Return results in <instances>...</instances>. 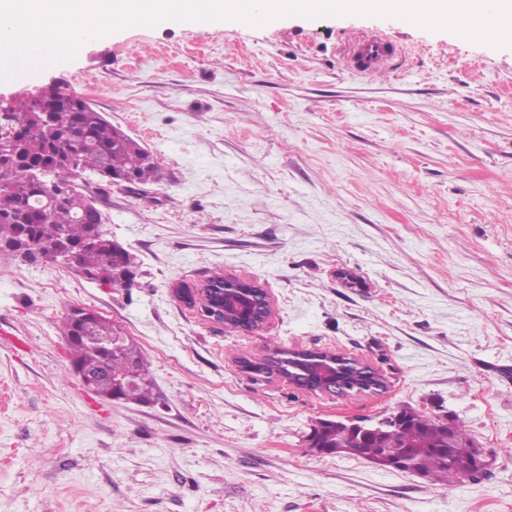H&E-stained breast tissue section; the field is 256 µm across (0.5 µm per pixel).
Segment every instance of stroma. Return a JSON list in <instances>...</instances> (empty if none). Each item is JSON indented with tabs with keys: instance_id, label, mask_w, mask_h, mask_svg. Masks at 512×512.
Masks as SVG:
<instances>
[{
	"instance_id": "obj_1",
	"label": "stroma",
	"mask_w": 512,
	"mask_h": 512,
	"mask_svg": "<svg viewBox=\"0 0 512 512\" xmlns=\"http://www.w3.org/2000/svg\"><path fill=\"white\" fill-rule=\"evenodd\" d=\"M387 34L391 73H349ZM75 88L147 148L161 183H80L134 256L133 288L0 255V512H512V46L346 15L173 22L85 42L0 98ZM255 282L273 314L230 332L178 285ZM141 348L154 400L74 373L70 307ZM333 351L386 390L332 396L253 379L242 359ZM411 407L491 453L448 487L312 451L322 420Z\"/></svg>"
}]
</instances>
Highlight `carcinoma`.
Instances as JSON below:
<instances>
[{
	"label": "carcinoma",
	"mask_w": 512,
	"mask_h": 512,
	"mask_svg": "<svg viewBox=\"0 0 512 512\" xmlns=\"http://www.w3.org/2000/svg\"><path fill=\"white\" fill-rule=\"evenodd\" d=\"M44 112L56 140L29 126V114ZM11 123L22 129L20 140L0 139V247L32 242L45 254L54 253L65 238L78 244L95 235L106 223L103 212L84 209L88 195L78 179L90 172L107 182L112 177L132 176L134 184L158 183L163 179L160 165L141 158L142 146L114 126L86 100L57 87L52 92L22 103L10 114ZM53 203L46 204L45 193ZM86 279L110 288L133 285V257L124 247H115L103 236L95 246L82 249L65 261ZM69 341L72 362L100 371L92 392L112 399V379L130 385L119 399L148 404L154 396V381L140 347L128 336L124 349L108 358L85 337L120 336L122 331L97 313L85 320ZM399 423L366 424L361 429L341 420H323L312 430L319 448L334 454L366 456L383 465L381 449L394 448L407 455L413 468L432 482L453 485L471 477L470 463L477 446L460 424L420 413L410 407L393 414Z\"/></svg>",
	"instance_id": "carcinoma-1"
}]
</instances>
